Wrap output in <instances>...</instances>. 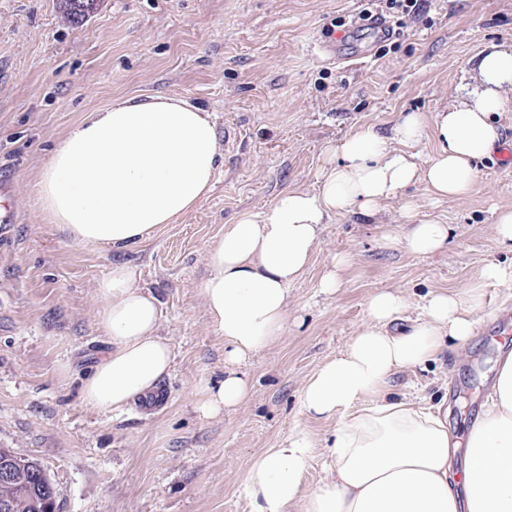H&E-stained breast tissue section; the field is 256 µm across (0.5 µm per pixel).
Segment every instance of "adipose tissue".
Masks as SVG:
<instances>
[{"instance_id":"adipose-tissue-1","label":"adipose tissue","mask_w":512,"mask_h":512,"mask_svg":"<svg viewBox=\"0 0 512 512\" xmlns=\"http://www.w3.org/2000/svg\"><path fill=\"white\" fill-rule=\"evenodd\" d=\"M477 75L476 87L432 119L406 114L389 136L364 126L327 150L316 191L284 190L267 211L225 225L207 251L201 293L224 338L227 374L201 396V414L247 398L238 368L283 334L288 288L310 265L328 219L353 211L376 217L398 198L406 228L399 235L384 229V247L426 255L447 246V225L418 219L406 191L420 181L439 201L472 193L478 161L501 139L492 115L512 108L505 95L512 47L488 46ZM425 139L436 152L423 163L413 148ZM221 158L215 125L198 106L164 95L124 97L67 131L36 181L37 200L72 242L120 253L195 210ZM139 278L119 260L97 283L96 326L109 348L81 389L97 413L151 394L171 369V346L158 334L159 301ZM482 305L475 288L430 291L409 330L395 331L405 299L392 290L372 294L366 325L303 387L301 414L337 421L322 454L324 482L302 494L315 445L294 424L279 447L252 460L244 486L250 512H288L295 502L301 512H512V352L498 360L482 415L462 444L442 405L388 392L398 372L469 342Z\"/></svg>"}]
</instances>
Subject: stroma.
Segmentation results:
<instances>
[{"mask_svg": "<svg viewBox=\"0 0 512 512\" xmlns=\"http://www.w3.org/2000/svg\"><path fill=\"white\" fill-rule=\"evenodd\" d=\"M418 14L383 41L349 25L363 0H101L78 24L59 0H0V168L14 182L15 222L0 243V448L37 459L58 512H249L243 494L254 455L293 423L324 446L335 420L300 414L306 380L366 323L375 291H400L415 318L431 290L481 286L477 335L458 351L399 372L396 390L447 397L448 427L463 435L502 353L487 341L512 288L481 285V268L510 261L494 214L512 207V167L481 161L473 191L436 201L409 188L421 219L449 229L446 249L416 255L383 247L400 202L381 224L352 213L321 228L306 272L288 289L282 336L243 367L248 399L214 417L197 402L224 378V338L201 296L206 254L244 211L260 214L286 189L316 190L328 148L364 125L391 134L402 114L431 117L474 87L484 47L512 45V0H419ZM354 65L320 55L326 30ZM138 95L180 97L209 112L224 160L208 197L178 223L115 255L70 241L41 212L34 184L50 151L86 112ZM351 265L341 288L320 282L336 255ZM137 266L160 302L172 370L155 405L98 414L81 382L107 349L96 327V284L115 260Z\"/></svg>", "mask_w": 512, "mask_h": 512, "instance_id": "1", "label": "stroma"}]
</instances>
